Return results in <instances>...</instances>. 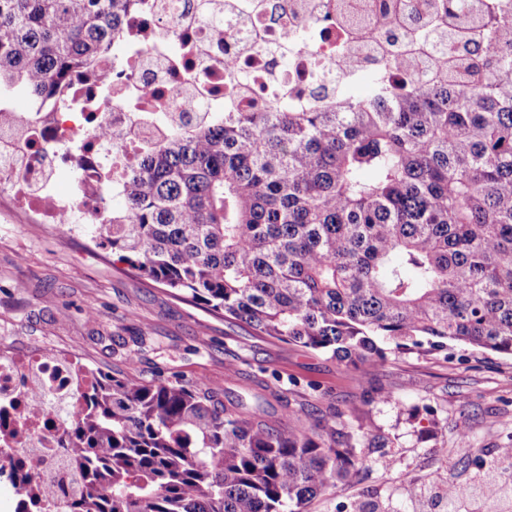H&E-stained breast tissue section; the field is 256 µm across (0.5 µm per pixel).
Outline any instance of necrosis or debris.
Listing matches in <instances>:
<instances>
[{
	"mask_svg": "<svg viewBox=\"0 0 512 512\" xmlns=\"http://www.w3.org/2000/svg\"><path fill=\"white\" fill-rule=\"evenodd\" d=\"M373 2L343 0L345 21L327 28L330 0H134L93 91L75 85L0 129V192L32 223L72 232L96 223L117 172L142 146H163L204 113L245 112L270 98L322 105L366 78L379 94L400 77L371 49L390 32ZM217 21L220 43L209 34ZM228 55L238 70L225 68ZM63 164L75 173L66 195L56 188ZM92 382L72 349L18 351L0 339V512H63L78 495L65 425Z\"/></svg>",
	"mask_w": 512,
	"mask_h": 512,
	"instance_id": "4bbe7bcc",
	"label": "necrosis or debris"
}]
</instances>
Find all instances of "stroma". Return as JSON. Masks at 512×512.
<instances>
[{"instance_id":"stroma-1","label":"stroma","mask_w":512,"mask_h":512,"mask_svg":"<svg viewBox=\"0 0 512 512\" xmlns=\"http://www.w3.org/2000/svg\"><path fill=\"white\" fill-rule=\"evenodd\" d=\"M20 350L74 349L91 370L146 381L223 387L260 378L316 415L341 412L354 435L389 436L350 483L306 512H339L359 498L411 512L409 483L466 484L512 448V358L449 343L434 354L389 350L369 373L328 354L256 335L199 302L140 278L91 235L63 238L0 201V335ZM390 393L389 402L372 400Z\"/></svg>"}]
</instances>
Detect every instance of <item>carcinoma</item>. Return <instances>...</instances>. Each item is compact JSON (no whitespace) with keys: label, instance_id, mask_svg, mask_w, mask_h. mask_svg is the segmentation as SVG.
Listing matches in <instances>:
<instances>
[{"label":"carcinoma","instance_id":"carcinoma-1","mask_svg":"<svg viewBox=\"0 0 512 512\" xmlns=\"http://www.w3.org/2000/svg\"><path fill=\"white\" fill-rule=\"evenodd\" d=\"M133 0H0V96L35 102L94 67ZM404 33L382 49L422 80L323 112H214L145 148L126 205L93 225L138 274L260 335L368 371L380 346L453 341L512 357V22L459 0H382ZM66 456L65 512H305L361 458L339 413L318 418L258 382L251 400L204 383L93 374ZM484 500L512 483L479 480Z\"/></svg>","mask_w":512,"mask_h":512}]
</instances>
